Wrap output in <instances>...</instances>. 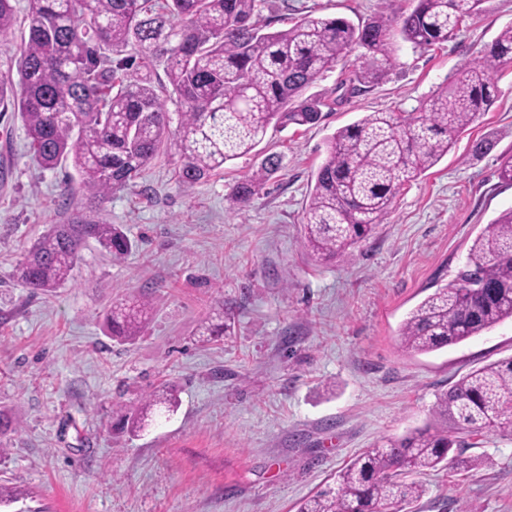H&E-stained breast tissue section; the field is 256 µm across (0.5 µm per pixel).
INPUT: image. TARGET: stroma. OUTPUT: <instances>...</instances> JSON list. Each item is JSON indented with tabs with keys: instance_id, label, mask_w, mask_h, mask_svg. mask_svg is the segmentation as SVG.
Listing matches in <instances>:
<instances>
[{
	"instance_id": "obj_1",
	"label": "stroma",
	"mask_w": 512,
	"mask_h": 512,
	"mask_svg": "<svg viewBox=\"0 0 512 512\" xmlns=\"http://www.w3.org/2000/svg\"><path fill=\"white\" fill-rule=\"evenodd\" d=\"M410 0H266L261 23L365 20L409 11ZM512 24V0H486L447 43L403 42L397 64L365 92L335 104L342 73L369 62L354 49L308 88L327 101L313 126L269 128L250 154L207 181L175 180L178 157L159 156L101 209L83 204L71 165L41 168L20 115L0 112V512H296L334 486L354 456L431 423L438 394L473 369L512 358V321L440 350L403 349L398 328L451 283L476 239L512 209L498 173L512 156V66L493 104L447 156L400 191L384 224L346 258L317 260L303 236L311 175L337 129L371 112L419 109ZM483 140L492 146L476 154ZM280 170L244 209L236 184L269 156ZM121 225L135 248L112 259L80 248L71 277L34 293L13 276L25 250L76 216ZM146 299L135 341H112L103 313ZM233 336L201 341L214 310ZM177 400L144 430L126 414L159 387ZM478 468L427 471L423 497L402 512H512V435L466 436Z\"/></svg>"
}]
</instances>
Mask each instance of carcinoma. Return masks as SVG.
<instances>
[{
    "label": "carcinoma",
    "mask_w": 512,
    "mask_h": 512,
    "mask_svg": "<svg viewBox=\"0 0 512 512\" xmlns=\"http://www.w3.org/2000/svg\"><path fill=\"white\" fill-rule=\"evenodd\" d=\"M486 0H412L398 17L355 23L342 17H304L290 28L259 24L265 0H27L28 35L17 58L18 82L0 77V105L24 123L38 164L67 161L80 176L87 208L135 183L162 153L175 150V178L198 184L251 153L268 128L312 126L326 103L303 93L360 47L374 65L336 85L341 104L382 79L397 62L399 41L429 49L443 44L482 12ZM17 22L15 0H0V39ZM134 43L137 55L126 54ZM168 86L154 84L157 62ZM512 64V25L481 56L467 62L418 109V114L372 112L339 128L313 175L304 221L305 242L319 260L347 257L391 213L397 194L436 165L494 100L495 76ZM179 103L177 117L163 93ZM279 169L268 159L240 182L231 198L245 208ZM93 238L114 259L133 243L117 224L74 218L55 224L26 250L15 276L34 293L64 284ZM151 315L145 300L119 302L104 315L119 342L135 340ZM201 336H230L231 314L216 313ZM512 320V209L471 246L454 283L437 288L402 322L403 348L425 354L459 344ZM176 408L172 394L148 395L127 419L141 431L154 410ZM437 420L460 433L483 429L512 434V358L485 365L437 396ZM461 437L446 427L416 429L369 448L336 475V486L302 500L297 512H401L425 488L408 480L441 464L474 468Z\"/></svg>",
    "instance_id": "obj_1"
}]
</instances>
